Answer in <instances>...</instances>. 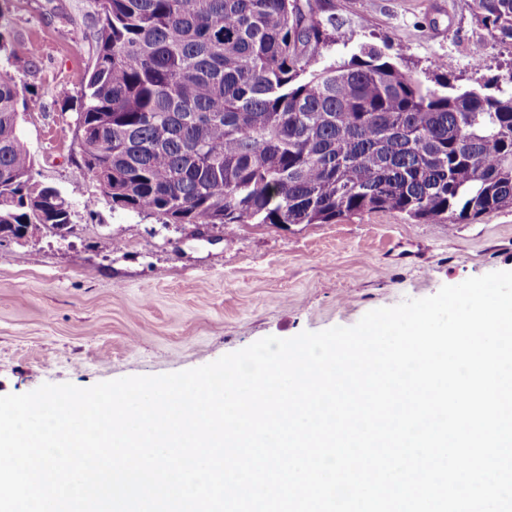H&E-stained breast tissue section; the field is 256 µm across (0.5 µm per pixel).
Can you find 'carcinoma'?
I'll return each instance as SVG.
<instances>
[{
  "instance_id": "obj_1",
  "label": "carcinoma",
  "mask_w": 512,
  "mask_h": 512,
  "mask_svg": "<svg viewBox=\"0 0 512 512\" xmlns=\"http://www.w3.org/2000/svg\"><path fill=\"white\" fill-rule=\"evenodd\" d=\"M311 0H96V48L76 118L112 208L166 224H332L396 212L461 224L512 209V72L429 85L333 39ZM512 39V0H471ZM19 91L0 74V242L73 230L34 180Z\"/></svg>"
}]
</instances>
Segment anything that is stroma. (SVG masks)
I'll list each match as a JSON object with an SVG mask.
<instances>
[{
	"mask_svg": "<svg viewBox=\"0 0 512 512\" xmlns=\"http://www.w3.org/2000/svg\"><path fill=\"white\" fill-rule=\"evenodd\" d=\"M336 60L373 45L423 81L470 88L512 70L470 0H312ZM0 70L19 91L34 178L56 187L72 232L0 243V396L81 388L213 362L266 336L355 325L368 311L512 271V210L463 224L396 212L332 224H164L113 208L76 146L75 79L95 45L94 0H8ZM485 44L481 68L471 50Z\"/></svg>",
	"mask_w": 512,
	"mask_h": 512,
	"instance_id": "35a3bbf8",
	"label": "stroma"
}]
</instances>
